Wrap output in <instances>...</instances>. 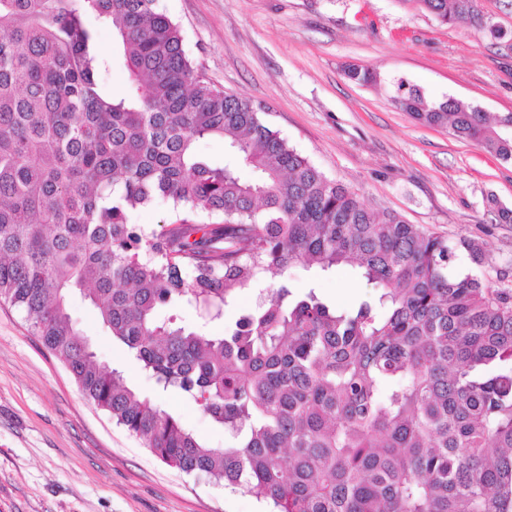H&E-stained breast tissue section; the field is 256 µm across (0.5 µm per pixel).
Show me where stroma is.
I'll return each instance as SVG.
<instances>
[{
  "mask_svg": "<svg viewBox=\"0 0 512 512\" xmlns=\"http://www.w3.org/2000/svg\"><path fill=\"white\" fill-rule=\"evenodd\" d=\"M176 23L197 72L253 102L268 126L328 177L374 209L445 236L471 239L493 288L512 287V163L447 130L416 122L391 101L405 79L439 100L452 96L489 116L512 112V47L471 25H445L405 0H157ZM376 69L378 84L349 81V65ZM496 203V204H497ZM298 294L315 290L350 311L373 292L358 270L292 268ZM257 296L238 295L212 320L186 304L163 315L222 333ZM69 311L99 361L179 417L207 444L224 432L179 394L157 392L113 343L81 296ZM256 495L183 474L156 458L88 401L70 372L0 301V512H262Z\"/></svg>",
  "mask_w": 512,
  "mask_h": 512,
  "instance_id": "35a3bbf8",
  "label": "stroma"
}]
</instances>
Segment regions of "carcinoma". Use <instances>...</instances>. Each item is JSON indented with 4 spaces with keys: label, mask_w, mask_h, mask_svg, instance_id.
Masks as SVG:
<instances>
[{
    "label": "carcinoma",
    "mask_w": 512,
    "mask_h": 512,
    "mask_svg": "<svg viewBox=\"0 0 512 512\" xmlns=\"http://www.w3.org/2000/svg\"><path fill=\"white\" fill-rule=\"evenodd\" d=\"M403 2L491 30L478 0ZM115 56L124 96L106 84ZM345 75L379 80L357 65ZM391 99L512 162V112L491 121L454 97L428 102L403 79ZM215 137L232 163L199 153ZM160 199L174 220L130 222ZM455 257L196 76L156 0H0V300L167 465L271 512H512V289ZM296 266H350L378 293L338 312L295 292ZM272 271L283 279L222 335L160 316L182 301L219 312ZM73 292L158 391L224 429V447L96 360L68 311Z\"/></svg>",
    "instance_id": "obj_1"
}]
</instances>
